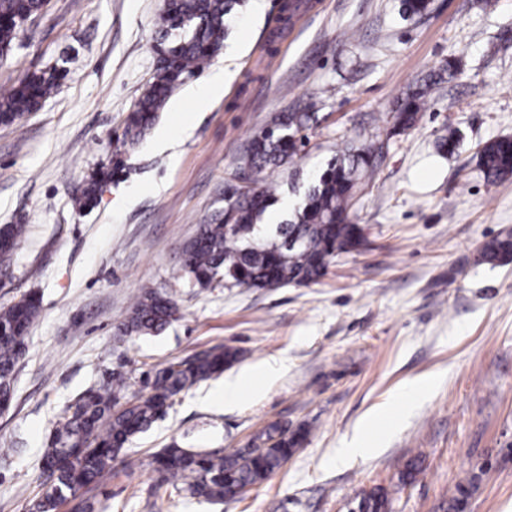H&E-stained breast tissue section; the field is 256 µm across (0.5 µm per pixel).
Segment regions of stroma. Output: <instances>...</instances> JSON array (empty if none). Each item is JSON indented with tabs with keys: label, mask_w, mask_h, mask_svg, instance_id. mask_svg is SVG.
Returning a JSON list of instances; mask_svg holds the SVG:
<instances>
[{
	"label": "stroma",
	"mask_w": 512,
	"mask_h": 512,
	"mask_svg": "<svg viewBox=\"0 0 512 512\" xmlns=\"http://www.w3.org/2000/svg\"><path fill=\"white\" fill-rule=\"evenodd\" d=\"M245 0L221 52L171 96L134 145L125 120L156 65L164 0H48L7 56L0 89L66 69L58 90L0 125V226L25 234L0 263V306L41 300L0 413V512H33L40 459L66 406L111 373L129 394L168 364L215 346L239 364L285 369L225 405L223 376L177 395L86 497L93 512H353L383 488L391 512H446L457 483L478 476L464 512H512V264L478 251L512 233V179L487 182L477 153L512 137V0H432L403 18L401 0ZM432 90L407 133L388 119L423 76ZM228 78L197 105L216 68ZM314 105L319 124L294 164L271 179L293 198L343 138L387 139L373 181L351 211L368 242L306 287L198 291L179 282L182 246L224 211L253 175L240 162L277 112ZM462 142L450 157L437 143ZM111 168L95 206L80 196ZM169 293L181 315L156 336L118 330L143 289ZM406 393L400 425L376 428L377 450L339 460L356 422ZM309 434L288 462L240 498L211 504L160 483L152 457L171 442L226 453L269 426ZM417 463L415 480L399 474Z\"/></svg>",
	"instance_id": "stroma-1"
}]
</instances>
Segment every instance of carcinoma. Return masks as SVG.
Segmentation results:
<instances>
[{
    "instance_id": "carcinoma-1",
    "label": "carcinoma",
    "mask_w": 512,
    "mask_h": 512,
    "mask_svg": "<svg viewBox=\"0 0 512 512\" xmlns=\"http://www.w3.org/2000/svg\"><path fill=\"white\" fill-rule=\"evenodd\" d=\"M431 0H401L404 15L424 16ZM244 0H165L156 44L155 71L126 120L124 142L135 144L159 118L185 77L206 64L223 47L233 13ZM42 10V0H0V53L11 49L21 26ZM64 74L54 68L31 74L0 92V124L10 125L35 111L50 96ZM444 81V71L431 74L407 94L390 116L391 133L416 123L427 105L426 96ZM316 112H280L250 140L241 161L255 174V187L236 201L224 216L198 225L183 247L184 285L204 291L217 277L226 288H282L308 286L327 271L339 255L361 249L367 242L364 227L349 213L367 180L382 159L375 141L343 139L327 168L303 191L289 215L263 224L277 201V186L265 173L289 165L305 144V131L318 124ZM479 168L487 181L512 178V138L486 143L478 151ZM108 173L95 174L75 205L90 209L99 183ZM479 261L493 266L512 262V235L486 241ZM40 312L39 298H24L0 307V399L10 403L14 371L29 329ZM175 299L154 289L136 297L122 323L128 334H158L178 318ZM238 360L230 347H217L158 370L145 394L126 396L123 380L114 376L80 394L50 431L41 456L50 482H41L34 512H60L80 491L97 484L112 470L130 437L146 430L167 412L172 398L221 373ZM301 430L286 436L273 425L258 436L260 443L228 454L195 451L173 443L153 459L159 477L191 496L211 503L236 499L245 485L264 481L279 470L302 443ZM476 477L456 486L448 512H463ZM360 512H388V498L371 490L363 493Z\"/></svg>"
}]
</instances>
